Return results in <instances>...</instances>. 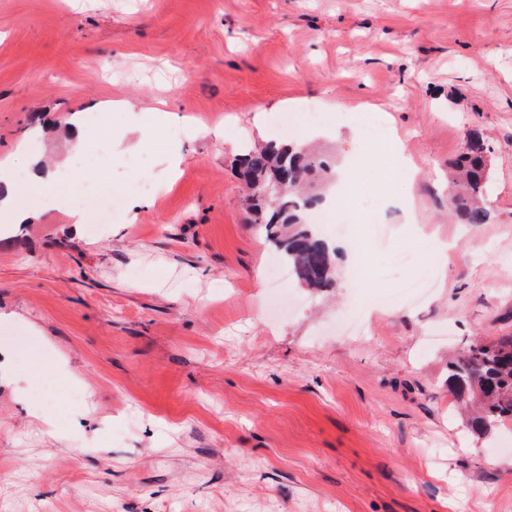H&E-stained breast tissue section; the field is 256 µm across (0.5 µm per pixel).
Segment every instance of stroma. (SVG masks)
I'll use <instances>...</instances> for the list:
<instances>
[{
	"mask_svg": "<svg viewBox=\"0 0 512 512\" xmlns=\"http://www.w3.org/2000/svg\"><path fill=\"white\" fill-rule=\"evenodd\" d=\"M112 99L167 120L124 153L126 113L94 129L111 222L0 218V512H512V423L475 434L448 387L466 344L512 334V0H0V159ZM473 128L485 224L448 214ZM396 138L414 179L387 176ZM271 140L358 167L324 291L269 289L238 159Z\"/></svg>",
	"mask_w": 512,
	"mask_h": 512,
	"instance_id": "1",
	"label": "stroma"
}]
</instances>
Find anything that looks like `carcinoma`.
<instances>
[{"instance_id": "cac0c4a2", "label": "carcinoma", "mask_w": 512, "mask_h": 512, "mask_svg": "<svg viewBox=\"0 0 512 512\" xmlns=\"http://www.w3.org/2000/svg\"><path fill=\"white\" fill-rule=\"evenodd\" d=\"M489 154L482 132L472 129L451 165L450 203L464 224H484L489 219L481 204L491 180ZM240 168L251 189L257 182L269 184L288 177L279 194L252 195L251 223L264 229L300 283L312 289L331 287L336 276L335 252L305 220L321 195L303 192L309 180L331 169L330 163L303 146L269 143L242 155ZM448 385L457 394L479 401V410L471 418L475 433L487 435L512 422V335L470 343L449 364Z\"/></svg>"}]
</instances>
